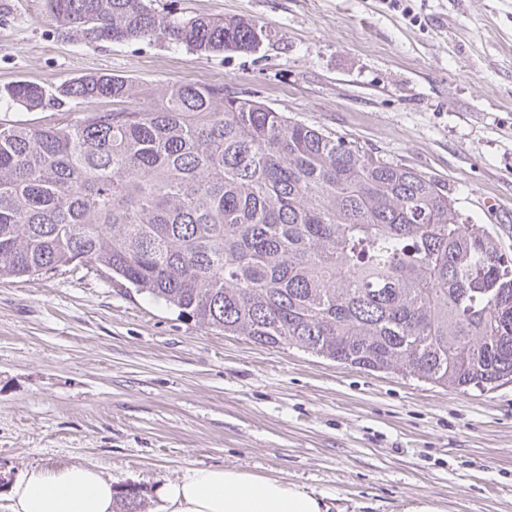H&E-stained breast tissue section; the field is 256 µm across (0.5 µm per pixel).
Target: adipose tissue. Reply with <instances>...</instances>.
Masks as SVG:
<instances>
[{
    "label": "adipose tissue",
    "instance_id": "1",
    "mask_svg": "<svg viewBox=\"0 0 512 512\" xmlns=\"http://www.w3.org/2000/svg\"><path fill=\"white\" fill-rule=\"evenodd\" d=\"M112 478L83 464L34 467L9 488L11 512H113ZM155 512H326L315 491L237 468L201 466L157 486Z\"/></svg>",
    "mask_w": 512,
    "mask_h": 512
}]
</instances>
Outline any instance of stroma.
I'll return each mask as SVG.
<instances>
[{"instance_id":"1","label":"stroma","mask_w":512,"mask_h":512,"mask_svg":"<svg viewBox=\"0 0 512 512\" xmlns=\"http://www.w3.org/2000/svg\"><path fill=\"white\" fill-rule=\"evenodd\" d=\"M241 17L254 52L94 46L44 0H0V88L90 74L258 99L447 185L512 256V0H152ZM90 463L153 490L194 466L320 494L328 512H512V385L456 392L180 317L87 266L0 279V512L32 467Z\"/></svg>"}]
</instances>
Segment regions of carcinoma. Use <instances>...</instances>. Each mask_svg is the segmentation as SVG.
<instances>
[{"label":"carcinoma","mask_w":512,"mask_h":512,"mask_svg":"<svg viewBox=\"0 0 512 512\" xmlns=\"http://www.w3.org/2000/svg\"><path fill=\"white\" fill-rule=\"evenodd\" d=\"M94 45L159 36L256 50L245 18L149 0H46ZM19 82L0 101L43 107ZM78 123H0V279L91 265L179 315L262 348L466 392L512 384V259L448 187L224 86L80 77ZM137 485L115 512H142Z\"/></svg>","instance_id":"cac0c4a2"}]
</instances>
